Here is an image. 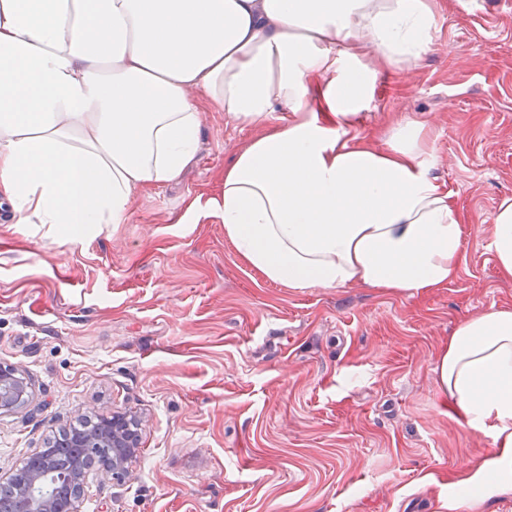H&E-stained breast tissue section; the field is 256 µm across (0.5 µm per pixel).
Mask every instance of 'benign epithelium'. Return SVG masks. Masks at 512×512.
<instances>
[{
	"mask_svg": "<svg viewBox=\"0 0 512 512\" xmlns=\"http://www.w3.org/2000/svg\"><path fill=\"white\" fill-rule=\"evenodd\" d=\"M30 397L28 384L6 369H0V408H15L25 404ZM130 415L122 412L112 413L104 423L103 435L112 447V479L120 481L127 475L132 462L136 459L141 444V431H134L129 421ZM51 449L37 448L30 457L40 461L24 483L19 494L26 499L29 512H79V502L89 487L91 470L75 463L68 477L70 493L67 504L62 506L57 498L41 491L48 480L50 471L47 463Z\"/></svg>",
	"mask_w": 512,
	"mask_h": 512,
	"instance_id": "7a95c632",
	"label": "benign epithelium"
}]
</instances>
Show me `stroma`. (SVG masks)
I'll list each match as a JSON object with an SVG mask.
<instances>
[{
  "instance_id": "stroma-1",
  "label": "stroma",
  "mask_w": 512,
  "mask_h": 512,
  "mask_svg": "<svg viewBox=\"0 0 512 512\" xmlns=\"http://www.w3.org/2000/svg\"><path fill=\"white\" fill-rule=\"evenodd\" d=\"M432 2L427 50L380 68L349 143L424 125L463 216L457 279L412 297L268 282L213 209L264 129L205 113L196 162L127 223L79 241L0 223V365L32 386L0 409V476L77 418L120 411L143 420L140 452L80 512H447L494 451L433 368L463 318L512 308L489 247L512 198V0Z\"/></svg>"
}]
</instances>
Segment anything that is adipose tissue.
Instances as JSON below:
<instances>
[{
	"label": "adipose tissue",
	"mask_w": 512,
	"mask_h": 512,
	"mask_svg": "<svg viewBox=\"0 0 512 512\" xmlns=\"http://www.w3.org/2000/svg\"><path fill=\"white\" fill-rule=\"evenodd\" d=\"M430 0H0V204L79 238L127 223L139 191L197 158L203 115L286 124L224 167V234L266 280L422 295L454 281L462 213L422 125L348 145L379 66L427 46ZM363 40L370 54L356 50ZM491 245L512 280V199ZM434 371L496 453L470 486L512 484V309L463 319Z\"/></svg>",
	"instance_id": "adipose-tissue-1"
}]
</instances>
